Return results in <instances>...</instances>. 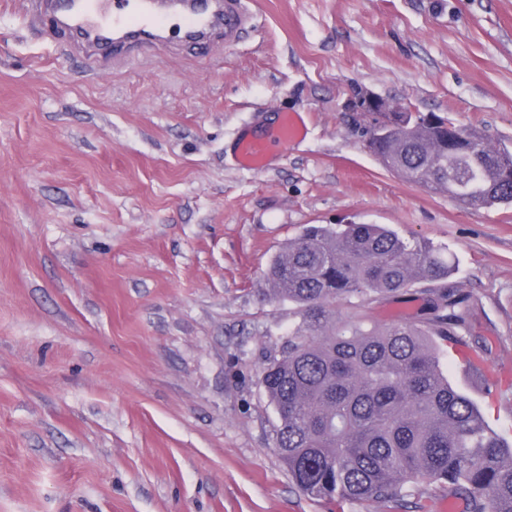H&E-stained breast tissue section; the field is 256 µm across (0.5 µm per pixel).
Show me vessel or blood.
I'll list each match as a JSON object with an SVG mask.
<instances>
[{
    "instance_id": "vessel-or-blood-1",
    "label": "vessel or blood",
    "mask_w": 512,
    "mask_h": 512,
    "mask_svg": "<svg viewBox=\"0 0 512 512\" xmlns=\"http://www.w3.org/2000/svg\"><path fill=\"white\" fill-rule=\"evenodd\" d=\"M37 19L49 20L89 57L110 47L113 59H130L157 45L203 54L217 41L232 48L251 27V0H78L59 12L56 0H40ZM305 126L296 112L281 113L262 134L242 132L235 144L240 168L263 171L270 157L302 139Z\"/></svg>"
}]
</instances>
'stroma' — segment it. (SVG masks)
<instances>
[{"label":"stroma","mask_w":512,"mask_h":512,"mask_svg":"<svg viewBox=\"0 0 512 512\" xmlns=\"http://www.w3.org/2000/svg\"><path fill=\"white\" fill-rule=\"evenodd\" d=\"M236 47L92 62L0 0V512H390L302 493L261 370L297 308L273 256L310 224H384L458 260L467 341L448 379L512 442V208L387 171L352 87L512 148V0H255ZM301 113L266 171L242 127ZM425 297L368 305L419 319Z\"/></svg>","instance_id":"obj_1"}]
</instances>
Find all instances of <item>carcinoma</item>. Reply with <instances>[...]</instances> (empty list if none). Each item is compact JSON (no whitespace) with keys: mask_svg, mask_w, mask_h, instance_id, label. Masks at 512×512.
<instances>
[{"mask_svg":"<svg viewBox=\"0 0 512 512\" xmlns=\"http://www.w3.org/2000/svg\"><path fill=\"white\" fill-rule=\"evenodd\" d=\"M384 166L472 208L512 205V150L436 113H380L363 134ZM457 265L381 224L309 225L267 267L270 297L295 305L261 383L276 448L304 494L402 509L422 484L448 485L466 512H512V444L448 380L437 341L465 345ZM423 284L418 322L367 324L358 310Z\"/></svg>","mask_w":512,"mask_h":512,"instance_id":"obj_1","label":"carcinoma"}]
</instances>
